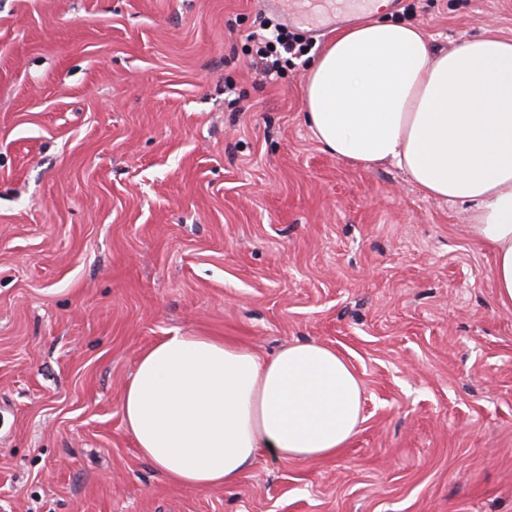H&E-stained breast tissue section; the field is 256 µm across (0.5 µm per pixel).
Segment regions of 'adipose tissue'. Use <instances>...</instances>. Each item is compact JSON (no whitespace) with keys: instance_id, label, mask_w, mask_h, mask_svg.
<instances>
[{"instance_id":"adipose-tissue-1","label":"adipose tissue","mask_w":512,"mask_h":512,"mask_svg":"<svg viewBox=\"0 0 512 512\" xmlns=\"http://www.w3.org/2000/svg\"><path fill=\"white\" fill-rule=\"evenodd\" d=\"M316 141L350 164L405 170L424 194L468 206L512 308V39L494 33L435 48L411 24L340 31L304 91ZM364 388L329 346L294 342L267 358L176 331L143 351L122 399L141 456L193 488L235 485L259 453L336 456L363 421Z\"/></svg>"}]
</instances>
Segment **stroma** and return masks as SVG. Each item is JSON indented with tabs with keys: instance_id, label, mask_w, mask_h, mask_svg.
Instances as JSON below:
<instances>
[{
	"instance_id": "obj_1",
	"label": "stroma",
	"mask_w": 512,
	"mask_h": 512,
	"mask_svg": "<svg viewBox=\"0 0 512 512\" xmlns=\"http://www.w3.org/2000/svg\"><path fill=\"white\" fill-rule=\"evenodd\" d=\"M297 0H0V512H512V310L465 207L325 152L308 68L254 62ZM440 49L512 0H392ZM336 348L364 421L335 457L168 480L121 411L173 331Z\"/></svg>"
}]
</instances>
